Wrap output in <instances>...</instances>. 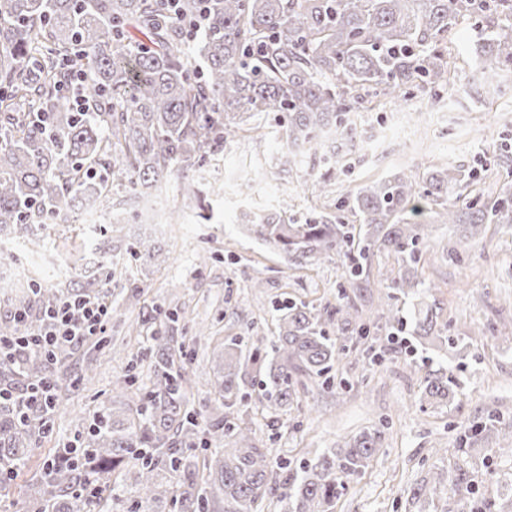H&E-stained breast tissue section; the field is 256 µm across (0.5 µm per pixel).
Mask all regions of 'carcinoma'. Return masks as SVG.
<instances>
[{
	"label": "carcinoma",
	"mask_w": 512,
	"mask_h": 512,
	"mask_svg": "<svg viewBox=\"0 0 512 512\" xmlns=\"http://www.w3.org/2000/svg\"><path fill=\"white\" fill-rule=\"evenodd\" d=\"M182 17L203 14L195 35L202 63L197 73L187 51V31L169 16L167 0H0V237L26 241L47 226L49 215L87 198H112L114 186L161 191L172 176L179 192L198 198L208 158L247 131L261 112H286L283 170L317 132L334 127L343 112H358L366 97L392 101L403 91L448 86V33L459 16L494 27L483 50L482 74L502 84L512 76V0H181ZM87 110L77 111L70 96ZM340 159L325 155L318 192H330ZM470 175L459 167L429 166L361 189L347 207L358 235L335 214L303 224L269 212L254 233L299 259L330 252L346 259L350 287L370 284V256H395L399 276L389 287L403 296L427 288L420 269L424 225L408 215L429 209L461 229L460 259L485 236L489 224H512V186L491 202H448ZM137 260L159 253L139 242ZM60 289L34 288L11 298L38 329L41 311L66 297L112 295V271H93ZM146 326L129 324L146 339L119 385L136 395L124 409L101 408L74 443L57 448L53 467L32 484L34 512H258L276 502L280 512H336V501L365 474L381 452L384 431H363L319 453L282 481V462L260 448L243 418L251 393L271 416L299 405V389L314 381L335 388L330 371L346 346L327 332L334 323L356 325V340L369 338L346 289L338 303L317 308L286 305L276 335L244 344L227 337L217 355L210 397L195 405L185 368L187 328L175 310ZM108 342L73 375L65 367L72 349L53 357L17 354L0 358V486H8L29 461L52 422L23 398L51 381V417L65 412L62 392L94 377ZM460 384L446 367L430 370L420 401L446 405ZM497 420L472 426L468 447L457 449L451 469L434 468L412 489V501L431 503L448 488H471L473 446L496 430ZM468 512H512V503L476 496Z\"/></svg>",
	"instance_id": "cac0c4a2"
}]
</instances>
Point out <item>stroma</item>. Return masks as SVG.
<instances>
[{"mask_svg":"<svg viewBox=\"0 0 512 512\" xmlns=\"http://www.w3.org/2000/svg\"><path fill=\"white\" fill-rule=\"evenodd\" d=\"M485 37L474 20L455 21L448 44L447 91L437 96L416 90L395 103L375 98L352 113L350 121L338 124L337 143L320 148L341 160L332 175L337 198L346 201L365 185L441 164L472 174L469 186L450 194L453 202L478 194L490 201L512 184V88L499 91L481 84L478 52ZM443 99L453 100L456 110L442 123L435 108ZM399 112L406 120L397 128L392 120ZM258 122L254 138L227 143L207 162L200 202L183 200L176 189H168L162 205L168 212L181 211L182 217L169 221L166 232L138 222L135 196L127 192L120 200L128 222L112 241L113 257L103 256L99 234L83 224L49 225L39 244H22L11 256V263L33 267L26 282L30 288L57 287L51 273L56 264L82 270L111 262L118 273L110 299L114 312L105 326L112 338V358L92 384L70 389L69 414L57 417L27 467L9 488L0 489V512H33V477L95 411L111 405L126 364L140 356L143 346L125 335L124 322L148 320L175 306L208 327L209 336L193 343L186 364L192 399L198 403L210 390L212 351L224 337L271 335L281 306L291 302L335 304L345 279L342 256L331 253L301 264L246 228L250 208L283 210L303 221L323 205L316 187L320 171L311 159L286 173L276 168L286 148L277 132V114L259 116ZM415 220L428 227L421 265L430 289L399 299L397 305L408 320L418 310L435 306V335L420 338L408 328L396 333L378 323L371 345L375 353L384 354V361L378 364L356 354L333 370L335 377L352 383V390L338 387L327 393L310 385L302 410L281 415L272 424L260 418L253 426L261 447L296 467L362 430L384 429L382 453L352 483L336 512H409L411 488L432 466L446 468L454 462V450L471 425L494 411L512 428V341L493 338L488 331L492 324L512 325V224L488 225L484 239L458 263L448 255L458 241L456 225L441 223L428 211ZM141 238L159 248L158 262L144 265L131 255L130 243ZM133 283L145 293L131 306L125 295ZM442 360L461 380L462 393L448 406L421 408L424 367ZM480 455L494 470L490 477L477 473L480 490L494 498H512V453L501 450L493 437L482 443Z\"/></svg>","mask_w":512,"mask_h":512,"instance_id":"stroma-1","label":"stroma"}]
</instances>
